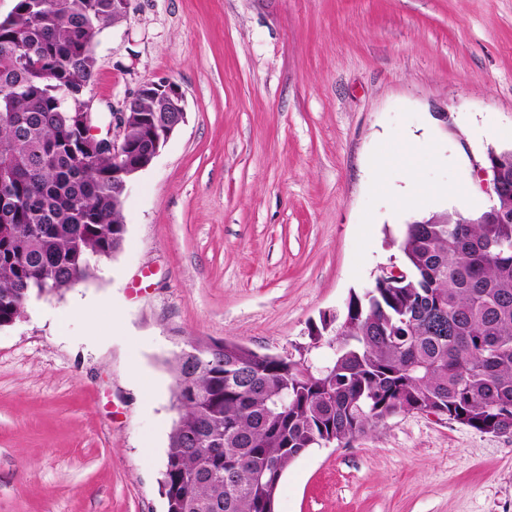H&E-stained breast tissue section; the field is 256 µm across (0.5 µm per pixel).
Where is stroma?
I'll return each mask as SVG.
<instances>
[{"mask_svg": "<svg viewBox=\"0 0 512 512\" xmlns=\"http://www.w3.org/2000/svg\"><path fill=\"white\" fill-rule=\"evenodd\" d=\"M96 56L99 111L168 80L186 120L120 251L0 328V512H166L169 360L307 345L512 149V0H130ZM276 512H512V435L403 412L296 458Z\"/></svg>", "mask_w": 512, "mask_h": 512, "instance_id": "1", "label": "stroma"}]
</instances>
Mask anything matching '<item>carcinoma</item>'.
Here are the masks:
<instances>
[{
	"label": "carcinoma",
	"mask_w": 512,
	"mask_h": 512,
	"mask_svg": "<svg viewBox=\"0 0 512 512\" xmlns=\"http://www.w3.org/2000/svg\"><path fill=\"white\" fill-rule=\"evenodd\" d=\"M64 14L16 0L0 26V173L10 218L0 221V327L32 297L91 277L126 232L112 156L85 160L74 113L58 91L88 88L95 44L120 0H65ZM144 117L129 131L133 152L153 147L160 102L136 98ZM499 163L498 208L512 212V150ZM406 276L350 295L343 313L309 329L307 356L259 353L224 341V353L171 361L177 411L166 451L167 512H275L281 479L308 449L347 444L402 411L440 410L480 433L512 434V222L435 212L406 225Z\"/></svg>",
	"instance_id": "obj_1"
}]
</instances>
